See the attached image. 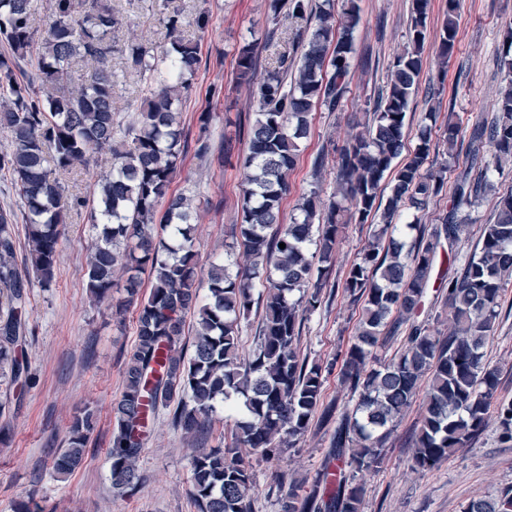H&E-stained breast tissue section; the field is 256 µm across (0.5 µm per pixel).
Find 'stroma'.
Wrapping results in <instances>:
<instances>
[{"label":"stroma","mask_w":512,"mask_h":512,"mask_svg":"<svg viewBox=\"0 0 512 512\" xmlns=\"http://www.w3.org/2000/svg\"><path fill=\"white\" fill-rule=\"evenodd\" d=\"M112 10L124 19L112 35L114 111L118 120L135 116L144 91L136 74L124 71L122 51L132 40L150 50L166 45L161 22L164 6L178 7L185 18L183 34L197 40L201 64L181 103L183 131L195 140L200 113L212 115V153L199 157L188 150L170 191L190 198L198 209L194 230L203 260L250 263L236 248L237 201L242 185L238 155L245 139L238 128L255 117V104L245 85L235 80L234 49L243 37L258 40L261 66H275L288 46L284 33L291 19H281V34L267 39L264 0H111ZM356 50L350 57L351 90L341 110L317 111L311 132L300 143L296 169L288 176L285 216H293L303 196L317 193L326 200L336 192L338 150L361 132L380 87L388 81L395 56L403 51L411 18L412 0H361ZM446 0H432L428 18L429 43L419 89L406 116L407 149H414L422 112L436 106L433 149L446 157L442 131L448 121L462 128L459 161L448 170L455 181L464 169V155L474 126L491 119L507 74L500 66L504 35L512 28V0H460L459 35L448 58L437 54L446 19ZM205 27H197L199 12ZM442 85L430 98L433 85ZM495 192L472 213L453 248H440L435 277L455 275L461 260L476 249L483 227L494 220L497 195L512 191V168L490 171ZM451 190L432 199L425 210L403 209L397 239L412 242L431 232L448 212ZM371 224L343 228L328 270L319 308L305 316L297 342L302 359L324 369L322 406L336 413L352 410L356 398L340 384L341 355L356 334L358 309L344 290L346 274L367 245ZM93 230L72 219L60 243L52 287H33L27 318L32 329L24 352L32 378L24 395L0 383V512H13L35 502L43 512H197L191 495V453L198 442L178 427L170 411H160L147 432L139 462L141 481L129 496L112 492L107 448L114 424L113 407L122 393L125 355L136 341L134 308L119 309L92 301L86 294V256ZM457 262H449V253ZM485 362L498 373L496 401H512V282L501 295L494 336L484 350ZM93 407L98 423L83 466L59 477L54 458L67 435L70 420L84 407ZM424 410L422 397L398 419L384 443L380 463L357 475L363 486L362 512H463L472 500L512 488V442L502 441L496 410H489L481 434L469 448L443 460L435 468L414 469V429ZM336 424L314 416L308 430L279 459L268 462L245 453L254 477L253 512H282V498L292 479L314 487L331 459Z\"/></svg>","instance_id":"stroma-1"}]
</instances>
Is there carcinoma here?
<instances>
[{"instance_id": "1", "label": "carcinoma", "mask_w": 512, "mask_h": 512, "mask_svg": "<svg viewBox=\"0 0 512 512\" xmlns=\"http://www.w3.org/2000/svg\"><path fill=\"white\" fill-rule=\"evenodd\" d=\"M431 0H413L408 46L396 55L371 124L342 147L338 192L324 203L316 193L283 223L287 177L297 162L316 108L338 110L349 85V58L360 24L358 0H268L267 36L280 16L300 21L294 39L300 55L280 58L258 77L256 41L239 42L237 80L249 86L257 105L248 125V150L240 159L244 181L239 240L252 263L230 272L213 262L203 274L192 235L191 200L169 196L187 148L177 103L200 64L198 42L180 35L181 12L164 13L170 46L158 54L137 42L125 49L145 96L135 122L123 127L112 108V32L121 19L107 0H51L47 26L36 29V0H0V130L11 139L0 152V175L10 179L19 210L0 207V378L17 383L29 365L19 347L28 333V288L36 278L52 285L58 246L68 220L62 204L76 164L94 153L112 155V173L92 198L72 197L70 209L85 211L96 231L87 255L90 298H109L114 271L126 276L127 303H137V340L125 361L123 391L113 408L108 450L112 488L133 491L146 424L161 408L175 405L174 419L199 436L217 420V406L236 398L232 438L222 448L196 450L191 461L192 498L198 512H252L253 474L239 455L249 448L265 459L287 440L304 434L323 393L322 367L296 351L304 315L321 304V278L335 255L343 225L379 217L381 228L348 270L344 288L361 304L357 332L344 352L341 383L358 392L350 415L336 421L332 459L336 471L319 488L300 495L291 483L283 512H361L362 489L354 473L381 460L383 437L410 405L423 377L429 384L425 413L416 429L414 465L430 470L470 446L483 430L497 387L496 372L483 364L484 349L498 317L504 285L512 279V193L498 198L494 222L459 275L441 280L443 306L455 332L432 334L417 322L441 241L453 247L472 208L493 184L490 167L512 162V82L489 124L470 137L469 165L455 184L452 205L429 237L410 247L391 235L394 217L408 205L418 211L447 185L448 162L429 168L436 108L424 113L418 143L406 161V116L427 46ZM458 0H447L439 51L453 54ZM211 113L198 117L197 149L209 147ZM493 148L492 161L480 145ZM393 183L383 198L381 185ZM322 223L314 224L317 211ZM25 223L28 256L16 264L15 224ZM317 241V252L309 245ZM285 244L280 248L279 244ZM149 293L140 296L144 280ZM263 306L258 342L247 361L238 357L242 322L254 303ZM193 312L192 352L185 351V317ZM408 324L404 348L388 363L371 364L386 335ZM503 438L512 440V402L498 405ZM87 408L73 416L54 469L68 475L84 461L96 425ZM463 512H512V489L470 501Z\"/></svg>"}]
</instances>
